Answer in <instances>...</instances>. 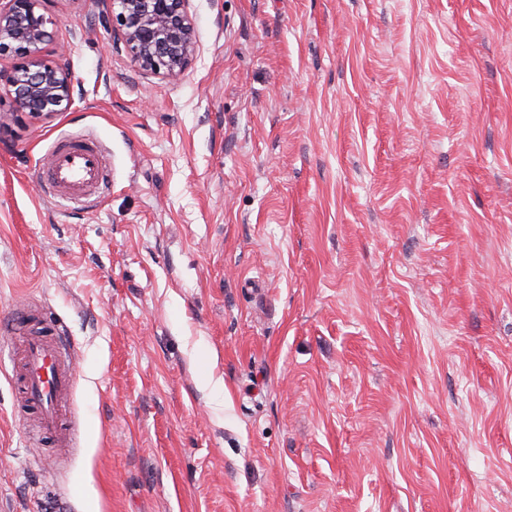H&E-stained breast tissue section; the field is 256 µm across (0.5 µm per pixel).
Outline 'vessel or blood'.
<instances>
[{"label": "vessel or blood", "mask_w": 512, "mask_h": 512, "mask_svg": "<svg viewBox=\"0 0 512 512\" xmlns=\"http://www.w3.org/2000/svg\"><path fill=\"white\" fill-rule=\"evenodd\" d=\"M41 169L49 193L78 203L98 196L107 184V154L90 138L57 141L42 157ZM68 345L67 337L46 325L43 335L29 341L18 372L25 407L38 411L50 433L62 425L60 404L76 379Z\"/></svg>", "instance_id": "obj_1"}]
</instances>
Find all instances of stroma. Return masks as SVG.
Returning a JSON list of instances; mask_svg holds the SVG:
<instances>
[{
	"instance_id": "35a3bbf8",
	"label": "stroma",
	"mask_w": 512,
	"mask_h": 512,
	"mask_svg": "<svg viewBox=\"0 0 512 512\" xmlns=\"http://www.w3.org/2000/svg\"><path fill=\"white\" fill-rule=\"evenodd\" d=\"M189 10L177 78L54 0L71 107L0 84V512H512V0ZM63 136L89 206L42 191ZM49 321L69 448L17 415ZM44 187L49 193L78 203L98 196L108 182L104 149L91 138H64L41 159Z\"/></svg>"
}]
</instances>
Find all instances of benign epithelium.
Wrapping results in <instances>:
<instances>
[{
  "instance_id": "7a95c632",
  "label": "benign epithelium",
  "mask_w": 512,
  "mask_h": 512,
  "mask_svg": "<svg viewBox=\"0 0 512 512\" xmlns=\"http://www.w3.org/2000/svg\"><path fill=\"white\" fill-rule=\"evenodd\" d=\"M52 0H0V59L22 62L0 69V83L13 95L14 111L48 119L72 104L75 85L69 70L47 59L44 45L54 23ZM189 0H97L99 18L133 65L176 78L196 52V25Z\"/></svg>"
}]
</instances>
